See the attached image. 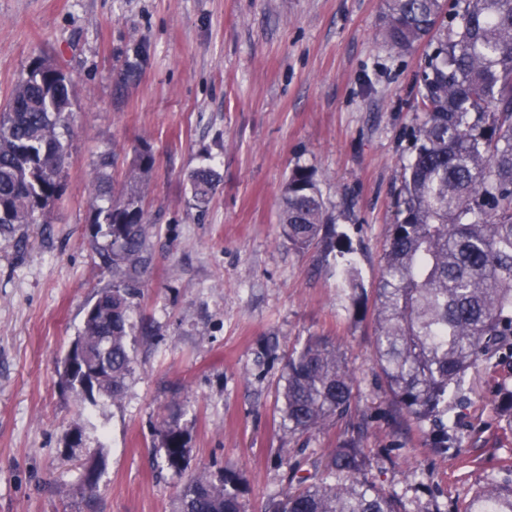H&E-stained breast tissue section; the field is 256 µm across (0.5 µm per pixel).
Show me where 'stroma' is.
I'll return each mask as SVG.
<instances>
[{
	"mask_svg": "<svg viewBox=\"0 0 512 512\" xmlns=\"http://www.w3.org/2000/svg\"><path fill=\"white\" fill-rule=\"evenodd\" d=\"M384 11V0H0V100L40 57L74 83L63 195L0 236V512H174L191 474L228 468L246 480L244 512H266L290 486L288 464L323 473L355 434L367 479L404 512H448L512 465V429L495 407L512 362L492 356L468 372L448 398L463 452H434L386 392L372 312L353 314L323 245L299 250L281 234L282 187L293 167L312 168L376 288L431 51L388 47ZM143 141L155 165L132 371L122 396L87 416L61 360L112 285L91 186L100 155L115 153L118 183ZM202 166L220 176L203 211L190 184ZM313 336L343 348L353 400L344 418L292 434L279 387L288 353ZM172 421L190 437L182 473L162 462ZM98 448L90 499L81 478Z\"/></svg>",
	"mask_w": 512,
	"mask_h": 512,
	"instance_id": "1",
	"label": "stroma"
}]
</instances>
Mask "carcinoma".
Instances as JSON below:
<instances>
[{"mask_svg":"<svg viewBox=\"0 0 512 512\" xmlns=\"http://www.w3.org/2000/svg\"><path fill=\"white\" fill-rule=\"evenodd\" d=\"M383 37L407 51L427 39L419 89L423 120L412 131L389 225L383 273L376 288L374 356L388 392L419 424L430 421L429 444L459 453L448 423V394L483 358H512V0H386ZM72 80L38 59L0 108V235L61 199L69 155ZM154 156L142 142L120 188L101 169L93 199L96 224L109 243L101 253L112 287L101 290L75 338L64 375L91 405L122 396L132 370L128 317L133 284L147 267V226L141 184ZM218 182L211 168L191 175L195 205H206ZM280 222L288 243L315 241L336 250L339 287L354 314L364 310L365 287L344 234L332 225L315 171L295 166L284 186ZM354 377L340 345L308 339L285 364L281 418L291 433H308L350 409ZM501 415L512 429V386L498 389ZM188 434L176 424L161 430L167 468L188 467ZM370 459L357 441L332 450L325 472L298 478L300 487L268 505V512H402L399 499L367 481ZM243 482L225 470L192 475L176 512H242ZM453 512H512V477H491Z\"/></svg>","mask_w":512,"mask_h":512,"instance_id":"1","label":"carcinoma"}]
</instances>
